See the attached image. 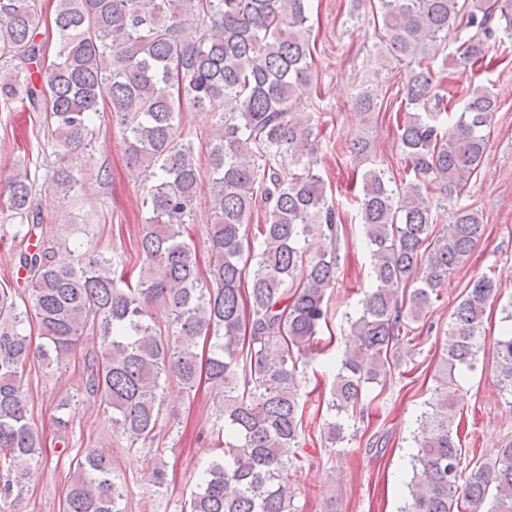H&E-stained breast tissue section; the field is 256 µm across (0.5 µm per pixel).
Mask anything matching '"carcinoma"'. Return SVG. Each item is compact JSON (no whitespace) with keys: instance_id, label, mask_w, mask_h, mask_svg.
Returning <instances> with one entry per match:
<instances>
[{"instance_id":"1","label":"carcinoma","mask_w":512,"mask_h":512,"mask_svg":"<svg viewBox=\"0 0 512 512\" xmlns=\"http://www.w3.org/2000/svg\"><path fill=\"white\" fill-rule=\"evenodd\" d=\"M309 0H55V59L42 31L45 0H0V107L17 101L44 114L55 182L80 184L81 158L110 113L149 217L137 239L138 273L115 255L63 256L40 245L14 256L31 283L21 310L0 291V508L23 493L27 464L42 454L24 378L34 362L67 361L86 331L99 341L85 361L87 393L110 413L111 431L69 472L65 512H125V493L105 452L118 438L127 453L148 450L150 491L167 490L163 429L168 381L190 392L206 382L224 399L209 435L215 455L201 471L187 512H300L295 485L308 471L297 453L305 403L298 367L326 351L327 291L335 286L341 215L316 172L317 134L309 112L294 111L311 84L306 38ZM380 45L406 62L397 138L404 184L381 167L362 173L357 196L370 256V287L347 316L352 347L339 355L324 423L326 447L345 441L344 418L364 384L387 375L391 356L414 340L420 321L485 227L455 207L435 229V212L459 197L485 158L497 110L489 91L450 105L432 62L454 27L452 64L467 73L512 30V0H379ZM213 112L209 140L211 259L201 278L186 236L200 171L194 145L178 132L183 107ZM381 108L372 86L354 99ZM13 239L32 234L35 179L28 165L6 182ZM265 207L262 224L249 223ZM496 283L481 276L450 314L437 386L416 416L415 452L400 512H512V442L495 462L463 475L448 395L455 374L479 352L483 313ZM162 306L168 321L157 322ZM37 324L40 345L24 333ZM496 371L512 393V327L496 341Z\"/></svg>"}]
</instances>
